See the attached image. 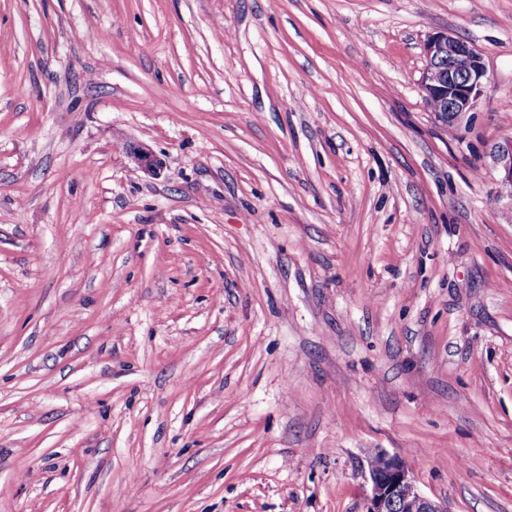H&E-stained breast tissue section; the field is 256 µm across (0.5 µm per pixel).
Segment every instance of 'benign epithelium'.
<instances>
[{
    "label": "benign epithelium",
    "mask_w": 512,
    "mask_h": 512,
    "mask_svg": "<svg viewBox=\"0 0 512 512\" xmlns=\"http://www.w3.org/2000/svg\"><path fill=\"white\" fill-rule=\"evenodd\" d=\"M425 54L427 63L420 79V92L426 105L439 103L433 111L443 125L462 128L463 121L476 107L488 80L482 53L469 42L447 33L429 37ZM137 168L157 175L162 160L149 149L131 151ZM493 168L501 192L498 198L512 201V137L494 147ZM370 493L366 512H447L446 507L421 493L407 463L397 457L379 453L368 463Z\"/></svg>",
    "instance_id": "1"
}]
</instances>
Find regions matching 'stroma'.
I'll list each match as a JSON object with an SVG mask.
<instances>
[{
  "mask_svg": "<svg viewBox=\"0 0 512 512\" xmlns=\"http://www.w3.org/2000/svg\"><path fill=\"white\" fill-rule=\"evenodd\" d=\"M511 135L512 0H0V512H512ZM427 63L420 79V92L430 112L442 125L462 128L476 107L488 80L482 53L468 41L448 33L429 37ZM432 101L440 106L434 110ZM448 115L452 116L448 125ZM493 168L497 172L501 192L498 194V200L506 196L510 200V205L505 206L512 209V136L499 143L492 151ZM131 156L137 168L145 172L157 175L163 168L162 160L147 148L134 147ZM370 493L365 512H447L441 503L421 493L407 463L379 453L368 463Z\"/></svg>",
  "mask_w": 512,
  "mask_h": 512,
  "instance_id": "1",
  "label": "stroma"
}]
</instances>
